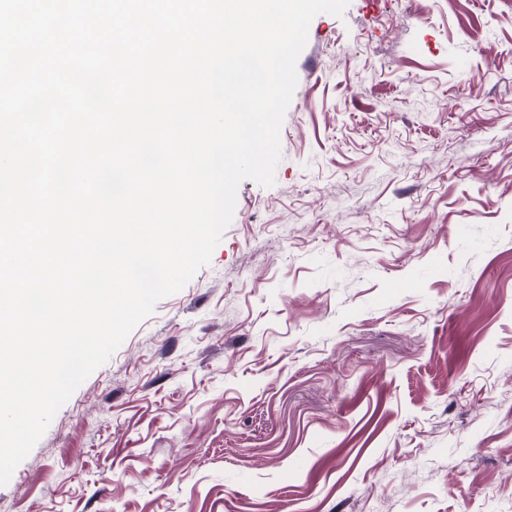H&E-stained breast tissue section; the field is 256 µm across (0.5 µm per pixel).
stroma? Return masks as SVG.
<instances>
[{"label": "stroma", "instance_id": "35a3bbf8", "mask_svg": "<svg viewBox=\"0 0 512 512\" xmlns=\"http://www.w3.org/2000/svg\"><path fill=\"white\" fill-rule=\"evenodd\" d=\"M296 72L274 185L0 512H512V0H350Z\"/></svg>", "mask_w": 512, "mask_h": 512}]
</instances>
